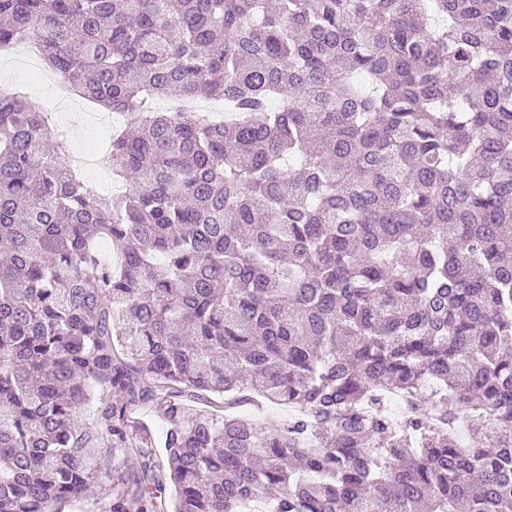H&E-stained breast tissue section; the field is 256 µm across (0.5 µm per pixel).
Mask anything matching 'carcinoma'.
<instances>
[{"label": "carcinoma", "instance_id": "obj_1", "mask_svg": "<svg viewBox=\"0 0 512 512\" xmlns=\"http://www.w3.org/2000/svg\"><path fill=\"white\" fill-rule=\"evenodd\" d=\"M26 42L139 179L0 91V512H512V0H0ZM76 171L82 175H84L90 182L91 186L96 189V191L104 196H110L113 192L125 191L128 187L126 181L119 179L117 177H112L111 169H108L106 172L97 171L94 169H86L84 171L73 167ZM112 183V185H117L119 188L116 190H111L108 187V184ZM263 405V409L248 410L247 413L253 415L255 421L261 425H264L268 421L272 424L288 422V418L291 416L293 412L292 409L286 406H280L271 403H266ZM131 417L132 420L143 421L153 428L156 436L157 447H160L165 435L166 424L161 416L157 413L155 408L150 405H141L139 407H135L131 411Z\"/></svg>", "mask_w": 512, "mask_h": 512}]
</instances>
